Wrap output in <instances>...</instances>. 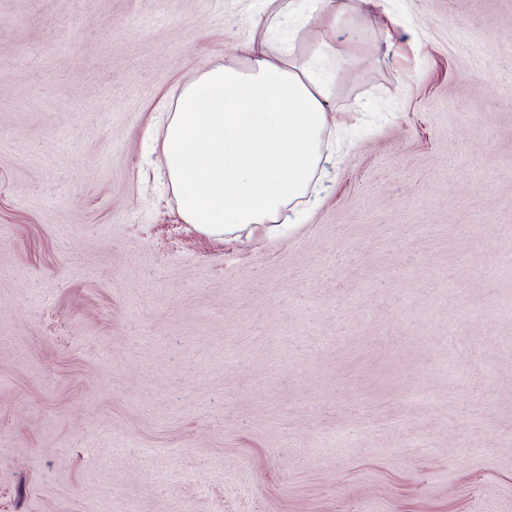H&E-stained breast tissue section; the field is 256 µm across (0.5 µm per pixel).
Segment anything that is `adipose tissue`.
Wrapping results in <instances>:
<instances>
[{"label":"adipose tissue","instance_id":"obj_1","mask_svg":"<svg viewBox=\"0 0 512 512\" xmlns=\"http://www.w3.org/2000/svg\"><path fill=\"white\" fill-rule=\"evenodd\" d=\"M330 96L328 78L262 38L232 47L187 82L162 141L183 220L208 235L254 224L280 232L282 210L305 194L322 162Z\"/></svg>","mask_w":512,"mask_h":512}]
</instances>
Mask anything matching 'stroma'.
Instances as JSON below:
<instances>
[{
  "label": "stroma",
  "mask_w": 512,
  "mask_h": 512,
  "mask_svg": "<svg viewBox=\"0 0 512 512\" xmlns=\"http://www.w3.org/2000/svg\"><path fill=\"white\" fill-rule=\"evenodd\" d=\"M254 35L331 154L214 237L147 137ZM0 512H512V0H0Z\"/></svg>",
  "instance_id": "1"
}]
</instances>
